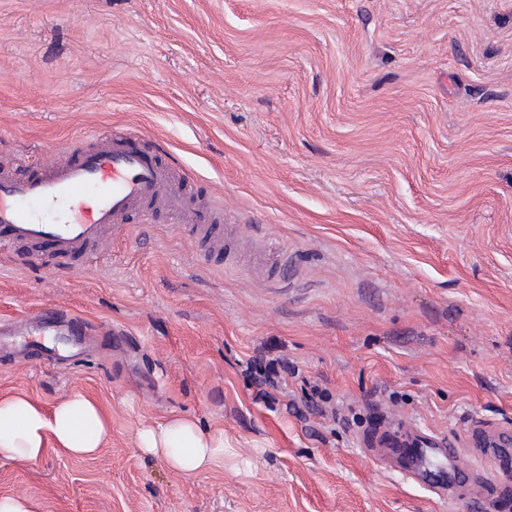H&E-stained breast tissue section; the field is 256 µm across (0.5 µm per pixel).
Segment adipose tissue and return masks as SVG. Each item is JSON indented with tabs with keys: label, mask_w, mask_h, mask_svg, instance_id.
<instances>
[{
	"label": "adipose tissue",
	"mask_w": 512,
	"mask_h": 512,
	"mask_svg": "<svg viewBox=\"0 0 512 512\" xmlns=\"http://www.w3.org/2000/svg\"><path fill=\"white\" fill-rule=\"evenodd\" d=\"M111 425L103 408L80 392L49 409L25 395L1 396L0 460L35 461L50 452L91 458ZM136 440L143 453L163 459L177 474L196 475L224 465L223 428H204L181 414L141 426Z\"/></svg>",
	"instance_id": "1"
}]
</instances>
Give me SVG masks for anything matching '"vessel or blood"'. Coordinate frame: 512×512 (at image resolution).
Returning <instances> with one entry per match:
<instances>
[{
	"instance_id": "1",
	"label": "vessel or blood",
	"mask_w": 512,
	"mask_h": 512,
	"mask_svg": "<svg viewBox=\"0 0 512 512\" xmlns=\"http://www.w3.org/2000/svg\"><path fill=\"white\" fill-rule=\"evenodd\" d=\"M158 146L139 131L115 129L93 136L89 148L62 154L24 177L0 170V252L70 266L79 257L105 253L112 240L129 237L131 214L152 215L161 209L182 235L211 236L212 219L189 207L187 177L162 161ZM58 313L36 316L26 344L47 359L81 346L77 320L57 334ZM512 441V429L473 421L464 436L450 438L421 430L406 419H390L370 435L367 450L404 477L438 497H447L457 475L482 484L483 472L472 459L482 456L492 467L504 462L494 447Z\"/></svg>"
}]
</instances>
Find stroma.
<instances>
[{
    "label": "stroma",
    "mask_w": 512,
    "mask_h": 512,
    "mask_svg": "<svg viewBox=\"0 0 512 512\" xmlns=\"http://www.w3.org/2000/svg\"><path fill=\"white\" fill-rule=\"evenodd\" d=\"M121 126L242 226L231 260L157 215L107 260L0 259V321L89 324L68 363L0 356V395L79 391L98 455L0 461L40 512H497L512 473L433 497L362 449L371 405L440 434L512 428V0H0V161ZM269 349L346 417L255 402ZM183 413L224 466L136 445Z\"/></svg>",
    "instance_id": "obj_1"
}]
</instances>
